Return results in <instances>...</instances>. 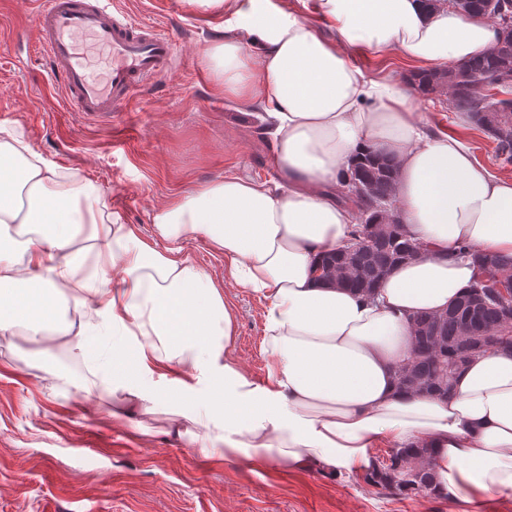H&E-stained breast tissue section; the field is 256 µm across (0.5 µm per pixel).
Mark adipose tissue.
Returning a JSON list of instances; mask_svg holds the SVG:
<instances>
[{
  "instance_id": "obj_1",
  "label": "adipose tissue",
  "mask_w": 512,
  "mask_h": 512,
  "mask_svg": "<svg viewBox=\"0 0 512 512\" xmlns=\"http://www.w3.org/2000/svg\"><path fill=\"white\" fill-rule=\"evenodd\" d=\"M194 2L228 18L202 56L225 95L263 107L287 194L227 176L175 195L154 218L160 250L105 217L92 190H59L25 141L1 140L0 335L37 343L55 329L76 357L96 356L113 418L165 414L207 454L341 475L371 472L384 445L426 447L440 495L512 494L511 349L475 357L445 398L395 381L414 316L473 281L461 246L512 255V180L427 122L403 84L349 60L363 47L460 64L490 51L500 26L453 0H318L326 37L269 0ZM370 146L397 164L395 214L421 253L365 295L316 269L351 238L357 215L334 192ZM199 235L226 279L265 301V381L244 370L223 288L186 253ZM68 302L78 318L63 317ZM167 367L164 392L152 378Z\"/></svg>"
}]
</instances>
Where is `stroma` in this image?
I'll return each instance as SVG.
<instances>
[{
    "label": "stroma",
    "mask_w": 512,
    "mask_h": 512,
    "mask_svg": "<svg viewBox=\"0 0 512 512\" xmlns=\"http://www.w3.org/2000/svg\"><path fill=\"white\" fill-rule=\"evenodd\" d=\"M114 7L178 37L175 62L139 101L109 118L70 111L60 87L42 80L32 24L35 0H0V129L23 139L60 173L92 183L113 223L166 243L154 216L172 196L227 175L272 190L288 188L261 107L225 96L202 50L224 32L223 15L189 0H112ZM351 62L366 77L409 79L419 62L361 48ZM432 124L465 142L497 178H512L495 144L435 96L417 99ZM188 254L224 288L238 321L245 371L265 380L264 303L224 282V257L204 237ZM94 360L0 335V512H512V496L414 497L370 485L360 475L318 469H258L201 452L176 438L160 415L141 429L112 416Z\"/></svg>",
    "instance_id": "obj_1"
}]
</instances>
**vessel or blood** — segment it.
I'll list each match as a JSON object with an SVG mask.
<instances>
[{
  "mask_svg": "<svg viewBox=\"0 0 512 512\" xmlns=\"http://www.w3.org/2000/svg\"><path fill=\"white\" fill-rule=\"evenodd\" d=\"M37 46L73 112H119L166 73L176 58L172 33L100 0H40Z\"/></svg>",
  "mask_w": 512,
  "mask_h": 512,
  "instance_id": "vessel-or-blood-1",
  "label": "vessel or blood"
}]
</instances>
